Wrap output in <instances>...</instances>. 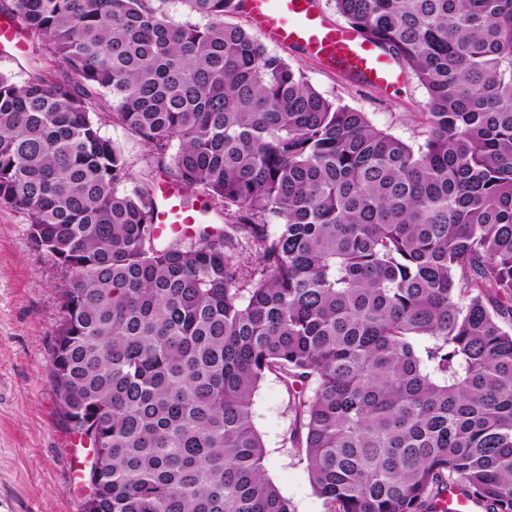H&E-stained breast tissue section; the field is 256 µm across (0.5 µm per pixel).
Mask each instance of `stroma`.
Wrapping results in <instances>:
<instances>
[{
  "label": "stroma",
  "instance_id": "obj_1",
  "mask_svg": "<svg viewBox=\"0 0 512 512\" xmlns=\"http://www.w3.org/2000/svg\"><path fill=\"white\" fill-rule=\"evenodd\" d=\"M326 98L368 114L409 141L425 101L412 76L394 88L364 87L326 72L303 51L270 45ZM61 277L36 250L26 226L0 208V512H81L82 495L68 469V431L60 421L48 366L61 314ZM252 422L265 446V469L291 512H324L304 460L290 440L294 413L275 375L261 382Z\"/></svg>",
  "mask_w": 512,
  "mask_h": 512
}]
</instances>
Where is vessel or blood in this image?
Instances as JSON below:
<instances>
[{
  "label": "vessel or blood",
  "mask_w": 512,
  "mask_h": 512,
  "mask_svg": "<svg viewBox=\"0 0 512 512\" xmlns=\"http://www.w3.org/2000/svg\"><path fill=\"white\" fill-rule=\"evenodd\" d=\"M244 10L266 39L301 48L328 69L351 72L362 83L384 88L402 78L369 39L349 26L328 23L314 0H244ZM154 222L164 239L196 232L214 218L204 207L186 203L183 191L165 179L156 187Z\"/></svg>",
  "instance_id": "vessel-or-blood-1"
}]
</instances>
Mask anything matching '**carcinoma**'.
<instances>
[{
    "label": "carcinoma",
    "instance_id": "carcinoma-1",
    "mask_svg": "<svg viewBox=\"0 0 512 512\" xmlns=\"http://www.w3.org/2000/svg\"><path fill=\"white\" fill-rule=\"evenodd\" d=\"M182 2L204 23L0 7L54 63L0 74V207L63 276L49 379L103 449L84 512H290L251 420L269 374L326 512L451 487L512 512V0H333L423 88L412 143L229 21L243 0ZM107 126L224 229L158 244Z\"/></svg>",
    "mask_w": 512,
    "mask_h": 512
}]
</instances>
